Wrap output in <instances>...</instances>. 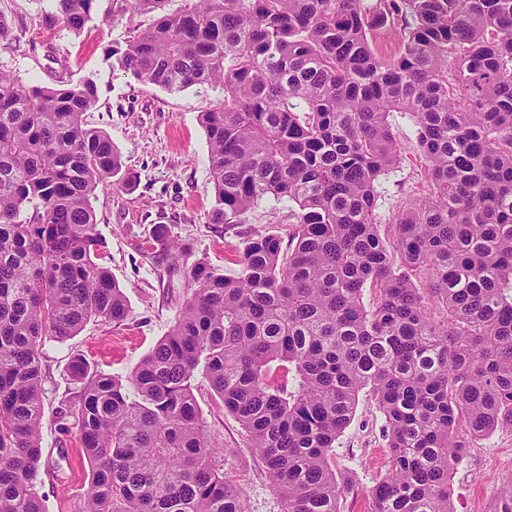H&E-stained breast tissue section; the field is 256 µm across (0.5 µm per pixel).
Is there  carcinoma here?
Instances as JSON below:
<instances>
[{
    "label": "carcinoma",
    "instance_id": "cac0c4a2",
    "mask_svg": "<svg viewBox=\"0 0 512 512\" xmlns=\"http://www.w3.org/2000/svg\"><path fill=\"white\" fill-rule=\"evenodd\" d=\"M75 34L95 0H54ZM152 25L112 50L167 91L219 86L200 115L209 224L245 232L237 274L202 261L180 315L127 382L82 358L75 415L90 469L81 512H247L194 395L202 375L246 431L283 512H340L353 481L332 451L371 393L386 475L371 512H451L467 440L512 427V0H124ZM380 30L398 51L373 49ZM90 80L29 85L0 71V512H46L42 346L128 304L96 262L91 198L122 170L90 127ZM412 118L434 189L374 219L401 156L389 117ZM152 245L183 252L167 225ZM370 289L376 299L363 303ZM297 386L267 382L272 365ZM491 512H512V481Z\"/></svg>",
    "mask_w": 512,
    "mask_h": 512
}]
</instances>
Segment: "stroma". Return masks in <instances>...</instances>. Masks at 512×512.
Returning <instances> with one entry per match:
<instances>
[{"instance_id":"1","label":"stroma","mask_w":512,"mask_h":512,"mask_svg":"<svg viewBox=\"0 0 512 512\" xmlns=\"http://www.w3.org/2000/svg\"><path fill=\"white\" fill-rule=\"evenodd\" d=\"M123 7V0H96L93 20L76 34L57 19L53 0H0V18L10 28L9 39L0 40V70L43 86L55 85L60 77L93 81L97 104L88 121L110 136L123 163L111 186L97 190L91 203L104 242L100 262L125 292L128 315L119 323L90 321L69 340H51L43 347L46 395L37 492L47 512H81L89 477L76 428L62 429L57 419L61 408L76 403L81 388L71 374V360L83 356L101 371L127 376L170 330L189 293L182 279H170L169 268L201 259L235 275L244 230L268 227L262 211L244 225L208 223L214 184L199 115L221 93L205 85L170 92L113 67L112 49L152 21L149 14L131 15ZM391 123L404 149L383 185L376 208L380 224L391 223L402 202L432 191L411 119L397 112ZM158 224L168 225L187 252L152 248L149 239ZM194 394L208 438L223 450L227 478L246 496L247 512H282L238 420L225 411L205 378L196 379ZM384 424L374 398L360 393L354 418L333 452L336 470L350 473L355 483L341 495L340 512H370L368 493L388 468ZM510 480L512 428L471 440L467 455L451 471L453 512H490L501 485Z\"/></svg>"}]
</instances>
